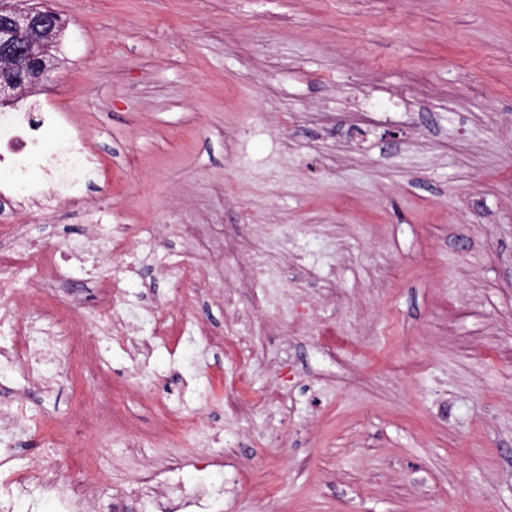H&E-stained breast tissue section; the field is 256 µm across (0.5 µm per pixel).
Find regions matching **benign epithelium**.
Listing matches in <instances>:
<instances>
[{
	"label": "benign epithelium",
	"mask_w": 512,
	"mask_h": 512,
	"mask_svg": "<svg viewBox=\"0 0 512 512\" xmlns=\"http://www.w3.org/2000/svg\"><path fill=\"white\" fill-rule=\"evenodd\" d=\"M64 29L53 11L0 6V104L13 107L20 92L46 83L55 69L53 50Z\"/></svg>",
	"instance_id": "7a95c632"
}]
</instances>
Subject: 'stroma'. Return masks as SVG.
Here are the masks:
<instances>
[{
  "instance_id": "obj_1",
  "label": "stroma",
  "mask_w": 512,
  "mask_h": 512,
  "mask_svg": "<svg viewBox=\"0 0 512 512\" xmlns=\"http://www.w3.org/2000/svg\"><path fill=\"white\" fill-rule=\"evenodd\" d=\"M43 1L66 38L17 109L66 113L46 158L82 133L101 172L76 208L0 198V224L95 236L74 298L118 295L124 344L80 331L143 444L86 449L101 496L176 458L189 488L251 477L217 512H512V0ZM182 258L206 286L139 352ZM41 377L0 363V414L112 399L59 361ZM243 380L279 402L245 406ZM163 409L194 427L161 432ZM70 460L0 428V481Z\"/></svg>"
}]
</instances>
